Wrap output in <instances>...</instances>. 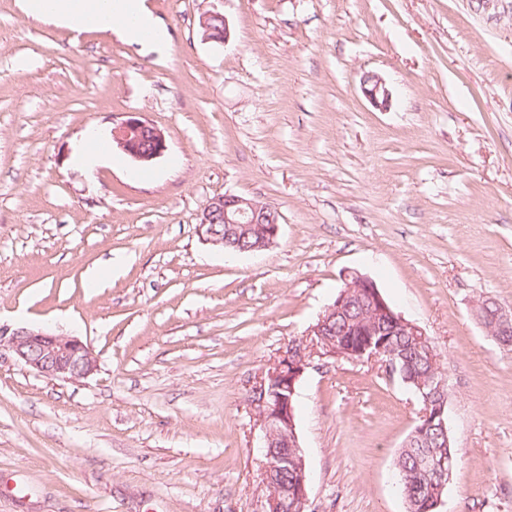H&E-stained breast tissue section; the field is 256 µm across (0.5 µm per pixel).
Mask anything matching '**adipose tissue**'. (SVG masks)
Instances as JSON below:
<instances>
[{
    "label": "adipose tissue",
    "instance_id": "obj_1",
    "mask_svg": "<svg viewBox=\"0 0 512 512\" xmlns=\"http://www.w3.org/2000/svg\"><path fill=\"white\" fill-rule=\"evenodd\" d=\"M29 10L76 30H117L128 41L161 46L168 33L144 0H28Z\"/></svg>",
    "mask_w": 512,
    "mask_h": 512
}]
</instances>
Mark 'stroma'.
Listing matches in <instances>:
<instances>
[{
    "label": "stroma",
    "mask_w": 512,
    "mask_h": 512,
    "mask_svg": "<svg viewBox=\"0 0 512 512\" xmlns=\"http://www.w3.org/2000/svg\"><path fill=\"white\" fill-rule=\"evenodd\" d=\"M146 3L163 49L0 0V325L97 359L60 381L0 356V512H258L249 395L354 272L446 373L442 512H512V350L476 316L488 298L512 311V0ZM213 9L226 43L202 35ZM126 112L164 156L76 167L86 129ZM224 193L280 212L272 246L202 239ZM419 409L377 362L314 360L307 512H406L394 461ZM364 96L379 109H386L390 102V90L379 76H367L363 81Z\"/></svg>",
    "instance_id": "obj_1"
}]
</instances>
